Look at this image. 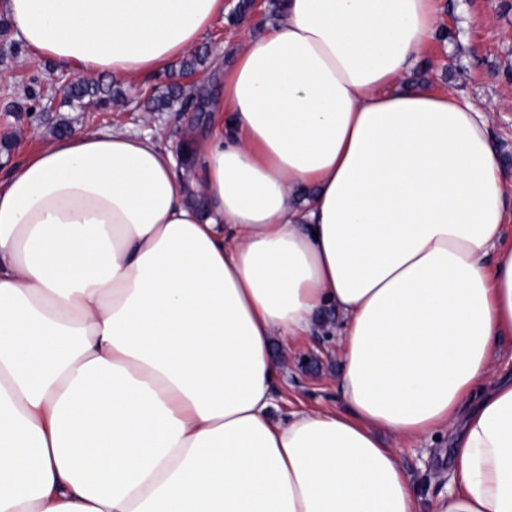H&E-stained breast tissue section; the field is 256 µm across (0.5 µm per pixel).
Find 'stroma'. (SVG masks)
Returning a JSON list of instances; mask_svg holds the SVG:
<instances>
[{
  "label": "stroma",
  "mask_w": 512,
  "mask_h": 512,
  "mask_svg": "<svg viewBox=\"0 0 512 512\" xmlns=\"http://www.w3.org/2000/svg\"><path fill=\"white\" fill-rule=\"evenodd\" d=\"M435 7L448 38L431 40L425 47L432 59L427 87L458 93L464 101L492 109L491 132L505 177L512 182V0H435ZM276 18L271 0H255L241 23H229L223 15L216 18L198 49L208 57L232 62L240 26L258 34ZM181 66L177 59L163 72L139 82L115 80L123 97L108 107L89 100L70 103L58 91L66 72L49 61L31 63L15 28L8 27L0 34V173L17 167L28 152L57 138L62 126L73 131L153 132L170 150L180 151L187 134L208 123V112L197 109L196 90L213 77L211 67L185 74ZM169 83L182 87L183 98L169 108L149 110L153 87ZM339 323L334 310H324L316 330L290 343L288 367L277 388L284 410L301 405L344 409L336 383L340 359L332 334ZM397 446L424 499L447 495V434L405 438Z\"/></svg>",
  "instance_id": "stroma-1"
}]
</instances>
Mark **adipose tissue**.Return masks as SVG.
<instances>
[{
    "label": "adipose tissue",
    "instance_id": "adipose-tissue-1",
    "mask_svg": "<svg viewBox=\"0 0 512 512\" xmlns=\"http://www.w3.org/2000/svg\"><path fill=\"white\" fill-rule=\"evenodd\" d=\"M31 62L126 81L224 0H7ZM434 0H285L212 124L75 131L0 177V512H512V184L488 110L411 90ZM341 319L347 408L274 344ZM447 431L426 502L397 438Z\"/></svg>",
    "mask_w": 512,
    "mask_h": 512
}]
</instances>
